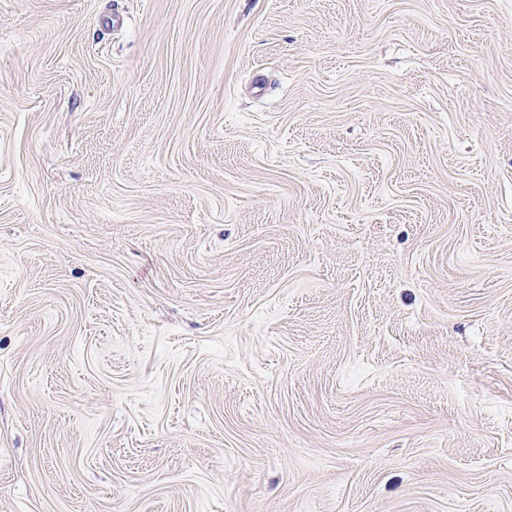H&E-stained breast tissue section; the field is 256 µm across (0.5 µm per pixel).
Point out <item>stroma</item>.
Returning a JSON list of instances; mask_svg holds the SVG:
<instances>
[{"mask_svg": "<svg viewBox=\"0 0 512 512\" xmlns=\"http://www.w3.org/2000/svg\"><path fill=\"white\" fill-rule=\"evenodd\" d=\"M0 512H512V0H0Z\"/></svg>", "mask_w": 512, "mask_h": 512, "instance_id": "35a3bbf8", "label": "stroma"}]
</instances>
